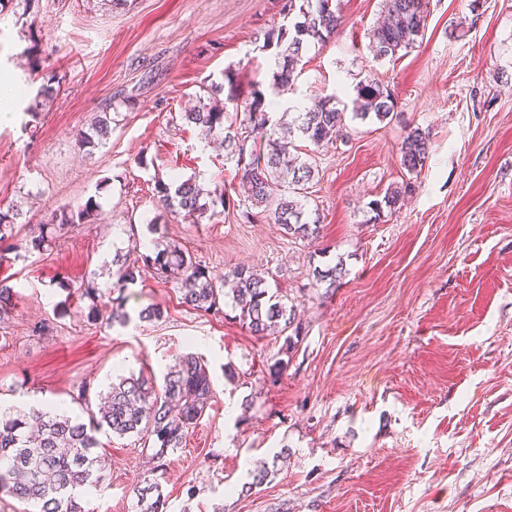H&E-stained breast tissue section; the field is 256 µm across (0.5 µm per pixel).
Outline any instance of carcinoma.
Masks as SVG:
<instances>
[{"label":"carcinoma","instance_id":"cac0c4a2","mask_svg":"<svg viewBox=\"0 0 512 512\" xmlns=\"http://www.w3.org/2000/svg\"><path fill=\"white\" fill-rule=\"evenodd\" d=\"M387 21L370 34V48L377 58L395 57L416 45L425 31L428 0H385ZM284 12L289 24L268 33L266 45L277 48L276 71L272 89L275 94L288 91L301 73V62L308 48L323 44L336 33L342 23L337 0H284ZM228 89L225 103L231 107L220 110L200 107L182 114L189 124L200 125L210 133L224 137L227 157L236 163V176L245 188L246 199H236L226 189L210 191L196 180L156 181L155 191L165 210L198 222L211 208L236 211L248 222L258 217L259 209L282 228L286 234L302 239L318 236L320 216L305 212L298 201L305 185L314 177L310 159L289 151L292 138L297 136L319 148L344 139L346 109L339 108L331 98L314 102L297 113L289 122L272 120L270 102L264 91L252 90L241 98L238 85L230 72H225ZM53 78L41 84L28 114L37 117L40 103L54 94ZM244 118L238 119V110ZM394 101L384 83L375 79L357 85L351 119L393 118ZM110 113L96 120L92 132L82 133L79 145L94 149L110 133ZM261 140L265 150L248 146L249 140ZM400 164L410 174L419 173L429 155L426 136L410 129L400 149ZM413 191L412 182L386 191L380 200L371 203L374 216L381 219L384 210L397 209L401 199ZM99 211V204L89 200L84 207L63 208L56 215L57 227L78 224ZM20 213L14 208L0 210V260L13 253H31L43 249L49 231L28 237L24 225L17 222ZM144 267L154 269L156 276L179 285L182 303L204 313L222 311L224 283L232 281L234 320L250 333L263 336L268 329L280 325L282 331L300 334L301 323L293 307L271 292L266 279L250 267L236 266L214 277L207 267L174 241H157L153 250L144 253L135 246L112 258L111 284L100 290L89 283L81 290L88 299L86 319L95 322L106 318L110 325L127 326L131 316L126 310V290L135 284ZM111 299L109 314L100 306L102 297ZM17 292L4 279L0 280V322L15 307ZM213 395V385L206 364L192 353L176 358L165 374L160 390L140 374L123 376L112 383L102 397L98 411L88 422L58 412L53 407L0 406V492L32 504L37 512H89L83 506L81 492L87 487L102 485L107 476L100 464L97 434L112 433L148 436L153 440L157 469L163 470L168 453L183 446L188 431L203 418ZM132 494L140 512H166V500L161 497L159 483L144 479L135 483Z\"/></svg>","mask_w":512,"mask_h":512}]
</instances>
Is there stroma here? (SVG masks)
Instances as JSON below:
<instances>
[{
  "label": "stroma",
  "mask_w": 512,
  "mask_h": 512,
  "mask_svg": "<svg viewBox=\"0 0 512 512\" xmlns=\"http://www.w3.org/2000/svg\"><path fill=\"white\" fill-rule=\"evenodd\" d=\"M283 0H6L0 7V84L59 80L37 117L16 97L0 123V208L50 222L95 199L99 219L0 263L18 293L0 326V404L60 403L118 375L162 385L176 356L208 365L215 395L159 478L167 512H512V0H429L415 48L374 59L369 33L383 0H341L342 24L310 47L297 87L278 97L351 103L358 82L390 89L397 119L354 121L347 144L312 150L305 204L320 236L301 241L268 218L222 211L171 215L156 181L235 180V165L181 118L232 73L241 92L268 88L269 31ZM35 55H26L27 47ZM113 114L105 144H76L98 112ZM418 127L430 155L418 176L399 144ZM147 156V167L137 160ZM413 181L400 209L372 221L370 204ZM164 224L213 275L261 273L302 322L294 347L254 336L223 314L182 306L175 283L143 270L128 290V326L87 322L78 290L106 287L130 234ZM339 267L333 292L314 270ZM71 289L63 291L59 281ZM161 307L143 322L138 310ZM52 321L54 331L31 327ZM287 359L278 380L269 368ZM108 479L91 512H133L132 485L149 474L144 443L100 433ZM271 470L262 483V464Z\"/></svg>",
  "instance_id": "obj_1"
}]
</instances>
